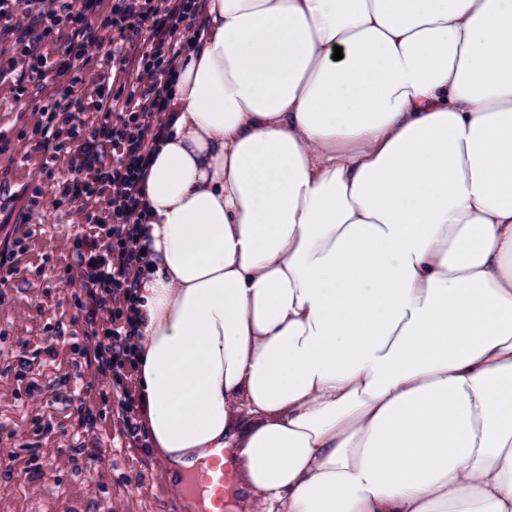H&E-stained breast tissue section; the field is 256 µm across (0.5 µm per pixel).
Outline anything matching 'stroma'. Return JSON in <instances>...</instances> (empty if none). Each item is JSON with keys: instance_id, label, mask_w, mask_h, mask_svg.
<instances>
[{"instance_id": "35a3bbf8", "label": "stroma", "mask_w": 512, "mask_h": 512, "mask_svg": "<svg viewBox=\"0 0 512 512\" xmlns=\"http://www.w3.org/2000/svg\"><path fill=\"white\" fill-rule=\"evenodd\" d=\"M80 70L81 111L57 122L62 136H89L102 111L127 110L140 68L103 42ZM19 71L0 74V250L16 252L0 270V512H193L163 461L124 433L122 403L138 399L137 372L122 382L94 361V326L75 305L83 292L75 244L107 222L109 196L31 204L35 187L76 180L66 156L37 150L42 109L64 103L67 85L47 78L18 92ZM92 418L80 425L79 414Z\"/></svg>"}]
</instances>
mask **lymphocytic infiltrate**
Segmentation results:
<instances>
[{"instance_id": "1", "label": "lymphocytic infiltrate", "mask_w": 512, "mask_h": 512, "mask_svg": "<svg viewBox=\"0 0 512 512\" xmlns=\"http://www.w3.org/2000/svg\"><path fill=\"white\" fill-rule=\"evenodd\" d=\"M100 0H51V6L32 15L21 0H0V37L13 36L20 49L21 73L32 82L43 81L47 72L68 75L71 61L118 33L134 51L143 72L137 99L130 112H103L92 141L78 150L69 149L52 123L39 124L40 147L68 156L72 169L91 174V181H77L65 195L93 196L109 191L112 224L103 227L102 239L83 240L78 255L84 302L91 313L108 312L97 334L94 357L100 370L119 372L134 358L131 321L123 305L133 298L142 273L140 226L145 221L143 185L152 161L153 145L166 129L167 89L165 71L173 69L196 42L192 32L202 17L206 0H164L163 7L149 0H124L115 16L101 29L90 24ZM70 31L64 60L50 62L40 44L58 25ZM112 145L111 161H103L95 141ZM120 307L109 310L110 302Z\"/></svg>"}]
</instances>
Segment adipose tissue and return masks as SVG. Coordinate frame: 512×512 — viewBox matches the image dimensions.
<instances>
[{
    "label": "adipose tissue",
    "instance_id": "adipose-tissue-1",
    "mask_svg": "<svg viewBox=\"0 0 512 512\" xmlns=\"http://www.w3.org/2000/svg\"><path fill=\"white\" fill-rule=\"evenodd\" d=\"M203 25L144 185L155 454L231 449L232 512H512V0Z\"/></svg>",
    "mask_w": 512,
    "mask_h": 512
}]
</instances>
